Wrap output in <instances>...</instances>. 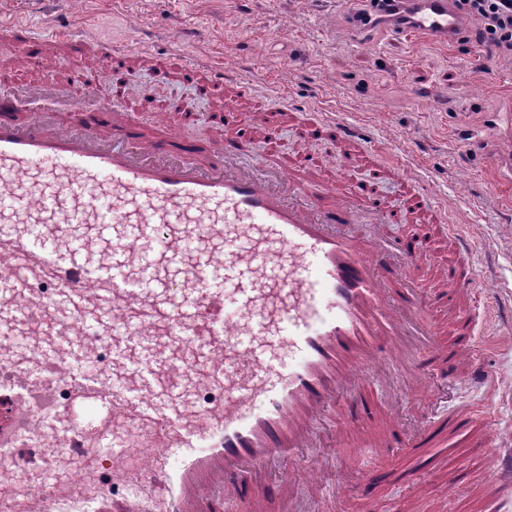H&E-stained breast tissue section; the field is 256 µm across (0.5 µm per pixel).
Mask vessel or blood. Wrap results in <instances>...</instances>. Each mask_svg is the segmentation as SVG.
Wrapping results in <instances>:
<instances>
[{"label":"vessel or blood","instance_id":"1","mask_svg":"<svg viewBox=\"0 0 512 512\" xmlns=\"http://www.w3.org/2000/svg\"><path fill=\"white\" fill-rule=\"evenodd\" d=\"M409 2L405 19L378 7L372 18L395 36L456 40L464 20L451 0ZM1 37L29 55L52 41L116 66L126 58L23 17H1ZM184 65L203 73L202 93L229 82L206 59ZM79 100L69 93L64 106L75 127L40 112L21 126L19 99L0 93V368L18 371L0 403V512H127L129 493L144 512L284 498L293 477L270 475V460L315 447L340 399L331 427L344 442L419 452L448 433L492 438L484 416L456 411L407 431L359 392L389 368L490 386L473 341L489 316L457 307L476 244L419 183L392 207L381 190L389 163L337 193L289 177L282 158L264 176L244 173L233 161L247 142L231 121L207 153L179 129L144 150L138 114ZM316 132L339 146L359 137L327 117ZM410 222L422 233L398 242L349 231ZM206 238L219 248L184 262L189 242ZM430 241L447 247V264ZM450 307L455 319L438 317ZM103 352L105 381L90 369ZM188 388L203 396L193 412L179 406ZM379 416L384 429L361 438L355 424Z\"/></svg>","mask_w":512,"mask_h":512}]
</instances>
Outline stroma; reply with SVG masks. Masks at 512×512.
I'll return each mask as SVG.
<instances>
[{
  "instance_id": "stroma-1",
  "label": "stroma",
  "mask_w": 512,
  "mask_h": 512,
  "mask_svg": "<svg viewBox=\"0 0 512 512\" xmlns=\"http://www.w3.org/2000/svg\"><path fill=\"white\" fill-rule=\"evenodd\" d=\"M36 2L0 0V16L71 25L124 47L126 86L123 94L113 93L95 53L72 54L48 43L30 56L0 41V57L10 60L0 68V91L24 95L27 109L19 113L20 122L28 121L30 111L55 110L56 98L40 91L46 79L68 92L82 87L70 75L98 72V100L115 98L135 108L148 93L161 105V112L141 115L145 138L183 124L197 141L214 144L224 138L225 98L201 95L198 77L181 62L188 56L222 60L231 75L255 86L254 99L238 104L240 128L251 142L241 165L260 166L271 140L289 158L314 160L315 175L332 187L344 176L367 181L381 158L398 162L397 176L382 187L387 201L399 203L405 180H419L478 244L471 268L476 298L512 311V177L491 133L492 125L512 124V114L502 110L512 99V58L488 54L475 42L390 38L380 28L356 23L360 0H44L41 11ZM280 96L287 97L288 107L277 122H258L261 109ZM174 99L193 102L191 119L165 112ZM325 113L363 135L349 149V168L341 167L330 143L303 133L304 125ZM487 329L477 344L482 365L498 381L494 396L452 386L436 395L427 380L407 377L395 391L372 390L371 399L395 405L410 429L417 425L414 405H423L429 419L444 415L456 396L481 407L498 443L512 441V320ZM319 442L326 474L337 475L347 493L346 500L331 504V512H512V487L500 499L477 498L493 472L495 446L461 442L452 450L438 445L424 456L394 452L385 470L416 472L420 485L385 484L368 505L366 472L341 466L347 450L330 426L320 429Z\"/></svg>"
}]
</instances>
